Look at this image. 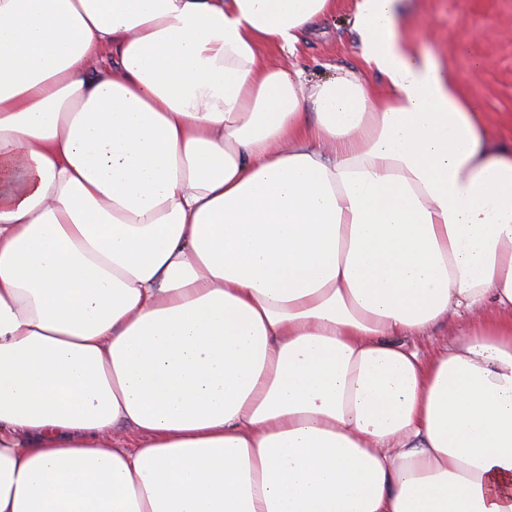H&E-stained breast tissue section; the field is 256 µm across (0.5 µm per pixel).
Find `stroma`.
Listing matches in <instances>:
<instances>
[{"instance_id":"1","label":"stroma","mask_w":512,"mask_h":512,"mask_svg":"<svg viewBox=\"0 0 512 512\" xmlns=\"http://www.w3.org/2000/svg\"><path fill=\"white\" fill-rule=\"evenodd\" d=\"M355 0H336L335 11L319 21L295 54L266 47L275 66L304 68L313 78L326 76L328 65L365 77L375 95L386 90L383 77L366 69L353 28ZM404 38L430 52L458 78L462 95L481 101L493 135L512 142V0H413Z\"/></svg>"}]
</instances>
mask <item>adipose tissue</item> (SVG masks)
Listing matches in <instances>:
<instances>
[{
	"mask_svg": "<svg viewBox=\"0 0 512 512\" xmlns=\"http://www.w3.org/2000/svg\"><path fill=\"white\" fill-rule=\"evenodd\" d=\"M406 8L378 96L261 54L334 0H0V512H512V148Z\"/></svg>",
	"mask_w": 512,
	"mask_h": 512,
	"instance_id": "ef3b65f1",
	"label": "adipose tissue"
}]
</instances>
